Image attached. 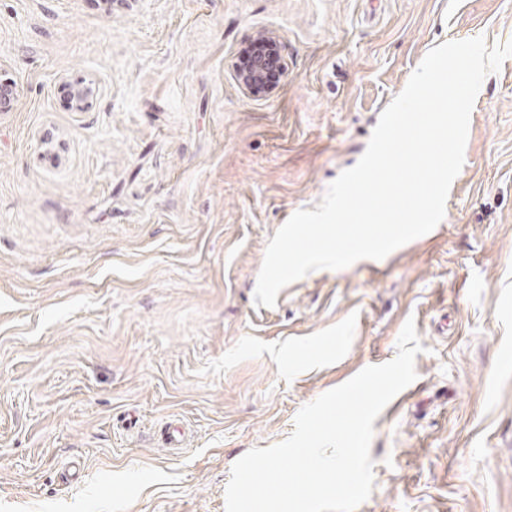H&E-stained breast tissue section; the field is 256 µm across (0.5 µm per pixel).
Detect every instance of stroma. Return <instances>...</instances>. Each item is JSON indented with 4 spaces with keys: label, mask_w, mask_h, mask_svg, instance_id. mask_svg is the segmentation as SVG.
<instances>
[{
    "label": "stroma",
    "mask_w": 512,
    "mask_h": 512,
    "mask_svg": "<svg viewBox=\"0 0 512 512\" xmlns=\"http://www.w3.org/2000/svg\"><path fill=\"white\" fill-rule=\"evenodd\" d=\"M262 33L289 70L257 98L233 65ZM477 36L512 41V0H0V512H226L234 463L410 319L356 512H512V57L431 232L254 303L276 231L431 48Z\"/></svg>",
    "instance_id": "obj_1"
}]
</instances>
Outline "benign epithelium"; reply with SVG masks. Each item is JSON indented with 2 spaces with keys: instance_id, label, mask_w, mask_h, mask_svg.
<instances>
[{
  "instance_id": "obj_1",
  "label": "benign epithelium",
  "mask_w": 512,
  "mask_h": 512,
  "mask_svg": "<svg viewBox=\"0 0 512 512\" xmlns=\"http://www.w3.org/2000/svg\"><path fill=\"white\" fill-rule=\"evenodd\" d=\"M234 70L247 95L261 97L272 93L280 79L288 75V61L281 53L279 38L271 33L260 35L244 48ZM5 75L7 72L0 68V112L11 111L17 95L15 81L5 79ZM69 91L76 102L75 110L89 111L93 97L89 86L75 83Z\"/></svg>"
}]
</instances>
